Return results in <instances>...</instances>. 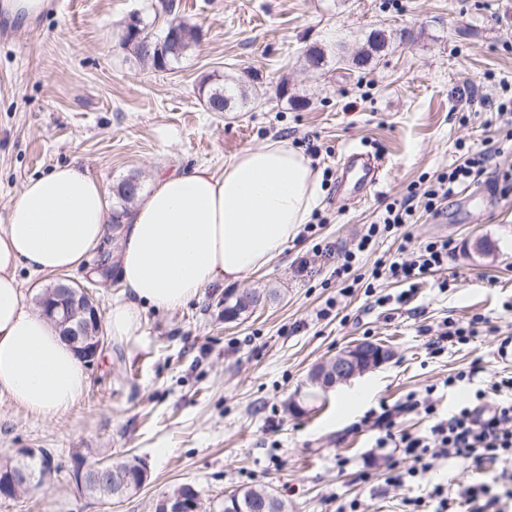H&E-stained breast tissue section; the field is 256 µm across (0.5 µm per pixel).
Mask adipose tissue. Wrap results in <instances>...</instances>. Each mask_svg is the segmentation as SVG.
Returning a JSON list of instances; mask_svg holds the SVG:
<instances>
[{"mask_svg":"<svg viewBox=\"0 0 512 512\" xmlns=\"http://www.w3.org/2000/svg\"><path fill=\"white\" fill-rule=\"evenodd\" d=\"M320 201V172L284 140L245 149L218 169L156 172L117 216L106 184L78 164L28 180L0 227V395L49 420L88 385L81 358L27 300L19 266L40 275L76 269L119 220L121 296L107 323L127 340L146 307L181 308L213 284L267 267Z\"/></svg>","mask_w":512,"mask_h":512,"instance_id":"1","label":"adipose tissue"}]
</instances>
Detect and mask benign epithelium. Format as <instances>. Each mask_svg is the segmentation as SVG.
<instances>
[{
	"instance_id": "benign-epithelium-1",
	"label": "benign epithelium",
	"mask_w": 512,
	"mask_h": 512,
	"mask_svg": "<svg viewBox=\"0 0 512 512\" xmlns=\"http://www.w3.org/2000/svg\"><path fill=\"white\" fill-rule=\"evenodd\" d=\"M43 313L59 328L64 338L84 359H93L105 343L102 317L88 290L69 282H60L38 298ZM390 353L382 345L371 341H359L350 345L327 361L311 370L315 382L323 389L344 384L353 378L379 367L388 360ZM19 464L8 478L0 481V497L12 498L30 489L34 473L26 464L28 460L40 459L48 479L55 471L53 458L42 450L20 448L17 451ZM110 471H120L114 458L75 463L74 480L77 493L115 505L124 498L140 491L149 480L148 468L135 476L121 477L119 486L112 487V481L103 478ZM165 512H203L204 504L194 491L186 497L164 502Z\"/></svg>"
}]
</instances>
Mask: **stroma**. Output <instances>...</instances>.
<instances>
[{
	"mask_svg": "<svg viewBox=\"0 0 512 512\" xmlns=\"http://www.w3.org/2000/svg\"><path fill=\"white\" fill-rule=\"evenodd\" d=\"M150 3L59 0L42 14L12 16L0 8V225L23 184L59 164L77 162L111 189L131 177L145 189L155 171L220 168L270 138L299 147L321 171L324 222L241 282L175 310L147 308L136 336L107 339L86 364L89 385L67 412L45 420L0 396V463L39 448L58 466L44 486L0 498V512H152L181 485L216 504L239 486L263 485L288 512H336L353 500L363 512H401L418 488L389 479L411 462L376 447L377 431L358 422L379 403L394 407L429 387L443 417L491 376L512 375V356L497 352L499 336L512 334V195L484 175L440 212L416 206L411 224L378 237L350 276L339 268L410 184L434 179L460 148L476 152L499 138L485 103L512 84V0H180L202 40L163 70L124 44L131 17L164 25ZM374 29L396 37L367 67L306 66L308 46L341 43L350 54ZM227 78L249 84L250 101L208 111L201 84ZM283 80L284 97L276 93ZM350 146L383 164L358 201L339 187ZM406 234L415 248L450 241L447 269L411 292L380 279L367 293L377 258H398ZM478 237L491 251L474 249ZM116 239L107 231L67 274L104 311L119 282L93 270L114 256ZM252 292L256 308L225 318V307ZM383 295L388 303L376 304ZM476 314L486 322L473 342L436 350L445 322ZM366 338L389 350L385 364L325 392L311 386L317 363ZM473 366L472 384L445 386ZM77 450L91 460L139 457L150 479L118 505L90 503L72 479Z\"/></svg>",
	"mask_w": 512,
	"mask_h": 512,
	"instance_id": "1",
	"label": "stroma"
}]
</instances>
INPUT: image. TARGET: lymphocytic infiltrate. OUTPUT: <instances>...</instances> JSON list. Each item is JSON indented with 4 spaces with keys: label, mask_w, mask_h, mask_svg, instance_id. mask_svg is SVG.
I'll return each instance as SVG.
<instances>
[{
    "label": "lymphocytic infiltrate",
    "mask_w": 512,
    "mask_h": 512,
    "mask_svg": "<svg viewBox=\"0 0 512 512\" xmlns=\"http://www.w3.org/2000/svg\"><path fill=\"white\" fill-rule=\"evenodd\" d=\"M503 153L500 145L464 153L453 168L439 173L423 190L425 209L438 212L459 187L475 181ZM450 251L447 240H434L417 257L378 264L372 275L377 280L390 278L413 288L422 279L446 269ZM485 393L477 391L475 402L449 412L447 417L435 418L423 436L393 432L394 411L387 405L364 415L363 424L384 431L377 447L398 449L412 460L406 474L393 476L395 484L402 486L407 480L420 478L438 459L466 460L478 469L488 463L496 466L494 483L473 481L453 497L442 486H433L425 494L408 499L409 512H422L426 506L431 512H508L512 504V399L490 407L484 402Z\"/></svg>",
    "instance_id": "lymphocytic-infiltrate-1"
}]
</instances>
